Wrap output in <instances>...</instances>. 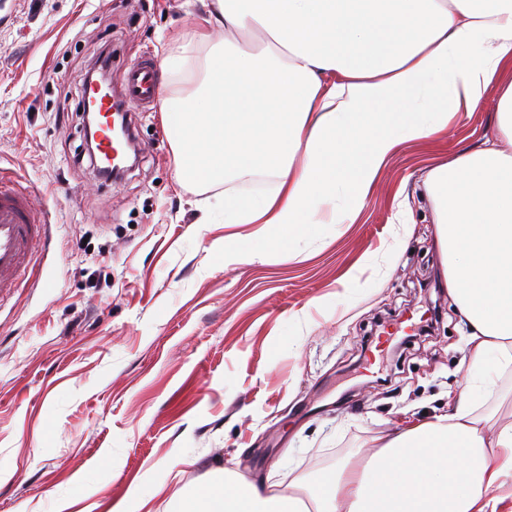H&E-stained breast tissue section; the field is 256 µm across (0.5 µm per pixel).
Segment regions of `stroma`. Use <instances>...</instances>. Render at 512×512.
<instances>
[{"instance_id": "35a3bbf8", "label": "stroma", "mask_w": 512, "mask_h": 512, "mask_svg": "<svg viewBox=\"0 0 512 512\" xmlns=\"http://www.w3.org/2000/svg\"><path fill=\"white\" fill-rule=\"evenodd\" d=\"M216 0H0V179L49 232L0 300V512H173L224 474L260 486L370 456L374 436L448 410L468 326L444 285L423 189L439 159L495 131L489 94L446 134L404 145L357 220L228 264L251 227L204 223L223 189L176 177L161 111L136 109V167L110 185L73 161L77 90L112 51L163 67L224 44ZM414 223L399 234L393 216ZM161 493L141 504L140 494Z\"/></svg>"}]
</instances>
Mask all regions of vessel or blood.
I'll list each match as a JSON object with an SVG mask.
<instances>
[{
  "instance_id": "vessel-or-blood-1",
  "label": "vessel or blood",
  "mask_w": 512,
  "mask_h": 512,
  "mask_svg": "<svg viewBox=\"0 0 512 512\" xmlns=\"http://www.w3.org/2000/svg\"><path fill=\"white\" fill-rule=\"evenodd\" d=\"M123 97L137 105L154 103L159 96V79L155 67L141 63L130 66L121 84ZM84 96L92 101L99 114L97 156L108 161L115 149L109 127V114L115 102L112 92L85 86ZM46 234L44 214L33 210L26 193L0 186V298L8 296L18 285L21 272Z\"/></svg>"
}]
</instances>
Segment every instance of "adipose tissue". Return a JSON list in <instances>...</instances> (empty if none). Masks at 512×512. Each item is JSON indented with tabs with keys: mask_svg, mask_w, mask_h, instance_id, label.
<instances>
[{
	"mask_svg": "<svg viewBox=\"0 0 512 512\" xmlns=\"http://www.w3.org/2000/svg\"><path fill=\"white\" fill-rule=\"evenodd\" d=\"M224 47L165 126L190 183L225 185L216 214L250 224L262 259L302 224H351L389 159L446 132L498 96L496 131L450 155L423 182L433 203L445 285L468 337L469 385L445 414L381 434L363 469L305 494L232 477L183 498L179 512H486L484 493L512 476V0H218ZM262 174L268 192L233 183ZM495 429H488L490 421Z\"/></svg>",
	"mask_w": 512,
	"mask_h": 512,
	"instance_id": "ef3b65f1",
	"label": "adipose tissue"
}]
</instances>
